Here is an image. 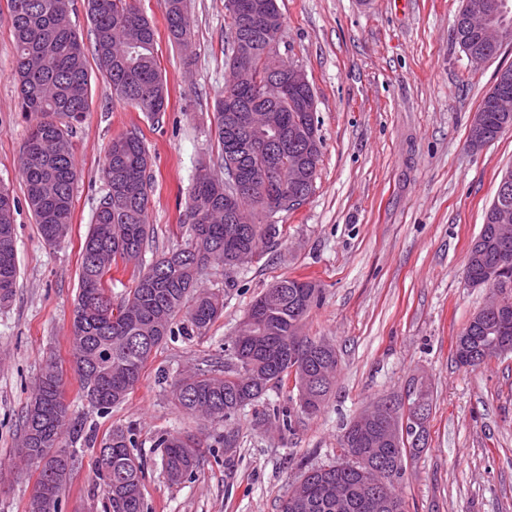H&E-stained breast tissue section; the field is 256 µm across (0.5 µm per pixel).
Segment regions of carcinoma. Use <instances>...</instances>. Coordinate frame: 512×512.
Wrapping results in <instances>:
<instances>
[{
  "mask_svg": "<svg viewBox=\"0 0 512 512\" xmlns=\"http://www.w3.org/2000/svg\"><path fill=\"white\" fill-rule=\"evenodd\" d=\"M243 6L242 29H232L230 51L246 40L250 62L263 65L265 45L281 25L276 0H239ZM91 25L92 56L98 73L112 95L147 118L159 121L166 111L168 87L157 50V30L137 0H83ZM168 41L181 46L191 39L188 0H163ZM9 24L17 60L18 111L35 118L22 150L21 171L25 201L43 241L56 245L71 230L73 184L77 178L74 135L89 111L91 74L86 50L71 20L73 0H8ZM236 91L238 105L246 112L266 111L255 87ZM291 96L276 102L279 122L285 129L295 124ZM477 111L485 114L484 132L490 141L501 134L502 113L493 109L490 96ZM224 97L214 104V145L219 168H224ZM151 165L142 137L131 130L112 139L106 154L103 177L107 193L99 201L81 245L80 290L74 302L71 345L74 373L81 397L100 413L126 400L140 381L153 352L176 333L203 336L224 311V295L199 285L200 274L214 263H230L224 248L232 225L224 223V177L203 167L193 176L185 203L183 223L189 225L184 242L162 252L137 276L135 288L115 307L107 280L119 264L142 262L154 228L148 222L151 203ZM17 209L10 187L0 183V303L13 297L19 274L14 213ZM236 223L250 224L248 235L229 239V245L251 255L280 236L279 224L258 208L252 196L238 201ZM512 236V221L495 224L485 213L479 232L481 243L468 253L465 277L479 275L494 261L512 267V250L501 253L496 239ZM322 301V291L309 278H285L268 288L252 303L248 313L259 319L238 327L232 360L224 369L208 365L181 375L172 382L175 406L191 415L229 422L242 409L256 405L273 386L293 378L298 397L312 395L315 411L328 401L336 384L338 356L333 343L302 335V325L312 308ZM475 312L460 334L488 346L492 334ZM182 327L174 329L177 318ZM62 372L54 358L45 360L33 394L22 416L13 459L20 468H31L32 457L50 442L58 453L35 467V485L41 506L27 512H58L61 488L75 466L74 452L62 446L70 442L93 445L83 422L69 408L59 405ZM95 472L102 480L112 512H144L143 465L133 453L132 426L117 425L100 441ZM162 465L168 481L179 483L194 474L202 449L190 438L162 435ZM368 453L392 468L387 490L405 512L396 483L406 471V460L423 449L406 447L403 441L385 443L375 431L366 445ZM283 499L281 512H374L365 498L366 476L354 469L310 475Z\"/></svg>",
  "mask_w": 512,
  "mask_h": 512,
  "instance_id": "cac0c4a2",
  "label": "carcinoma"
}]
</instances>
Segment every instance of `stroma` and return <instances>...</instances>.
Returning <instances> with one entry per match:
<instances>
[{
    "instance_id": "stroma-1",
    "label": "stroma",
    "mask_w": 512,
    "mask_h": 512,
    "mask_svg": "<svg viewBox=\"0 0 512 512\" xmlns=\"http://www.w3.org/2000/svg\"><path fill=\"white\" fill-rule=\"evenodd\" d=\"M281 57L301 66L316 95L322 155L313 190L280 213L283 231L242 265L209 267L206 288L224 292V314L203 336L167 338L132 393L103 414L78 393L69 336L79 291L80 247L107 186L102 169L112 138L139 131L153 166L148 220L153 248L182 243L183 213L198 167L214 165L215 100L228 76L225 0H188L190 48L167 39L162 0H140L158 32L169 89L162 123L113 98L100 76L74 139L78 171L72 229L47 246L23 201L21 151L30 125L16 109V53L0 0V182L19 201L20 276L0 305V512H26L35 470L12 466L21 417L47 357L64 374L74 416L103 438L133 425L144 463V512H280L304 467L338 460L344 426L410 379L430 383L429 448L408 462L398 489L406 512H512V353L478 370L460 367L455 341L488 290L468 285L464 268L501 176L512 169V128L480 150L468 145L473 113L512 40L475 65L456 42L462 0H277ZM307 277L322 290L303 333L336 346L334 391L320 413H302L293 382L268 391L236 418V447L223 422L178 412L171 380L201 364L229 361L228 343L251 302L277 280ZM289 406L291 429L258 426L256 415ZM191 437L205 450L194 475L170 483L158 437ZM61 512H112L94 471L95 451L76 447Z\"/></svg>"
}]
</instances>
